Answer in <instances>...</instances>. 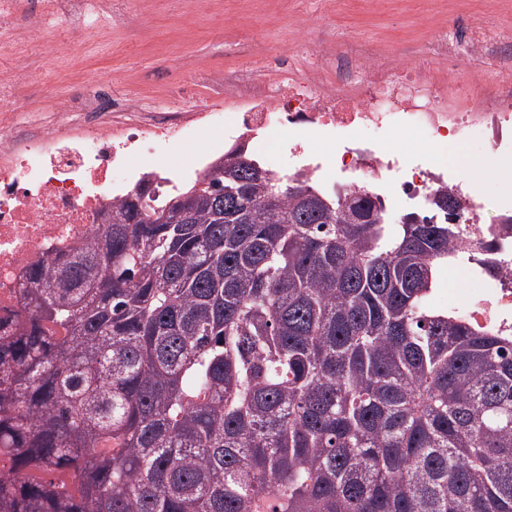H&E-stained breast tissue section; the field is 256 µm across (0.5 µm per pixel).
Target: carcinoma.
Listing matches in <instances>:
<instances>
[{"label":"carcinoma","mask_w":512,"mask_h":512,"mask_svg":"<svg viewBox=\"0 0 512 512\" xmlns=\"http://www.w3.org/2000/svg\"><path fill=\"white\" fill-rule=\"evenodd\" d=\"M461 218L242 146L113 202L0 335V512H512V338L434 299Z\"/></svg>","instance_id":"obj_1"}]
</instances>
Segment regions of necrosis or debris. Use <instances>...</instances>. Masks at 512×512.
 <instances>
[{
    "label": "necrosis or debris",
    "mask_w": 512,
    "mask_h": 512,
    "mask_svg": "<svg viewBox=\"0 0 512 512\" xmlns=\"http://www.w3.org/2000/svg\"><path fill=\"white\" fill-rule=\"evenodd\" d=\"M424 73L389 75L374 67L363 78L355 62L337 57L336 79L324 73L289 77L257 94L256 104L225 124L220 112H184L172 118L132 121L112 128V90L96 84L81 103L85 119L54 122L0 134V327L10 328L31 268L95 236L113 200L142 181L161 183L146 161L165 147L189 142L201 127L225 126L232 146L289 126L330 137V153H315L302 141L288 146V169L307 174L324 189L365 190L388 200L389 220L425 205L438 191L463 204L456 243L468 252L478 236L496 248L499 269L482 273V254H470L467 271L477 289L452 311L496 336H512V225L485 223L481 194L447 166L386 151L394 134L415 130L433 143L479 142L485 158L512 149V89H504L493 112H451L435 106ZM18 109L30 108L47 86L34 80L29 55H19L0 75V92Z\"/></svg>",
    "instance_id": "1"
}]
</instances>
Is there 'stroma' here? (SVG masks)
<instances>
[{"label":"stroma","mask_w":512,"mask_h":512,"mask_svg":"<svg viewBox=\"0 0 512 512\" xmlns=\"http://www.w3.org/2000/svg\"><path fill=\"white\" fill-rule=\"evenodd\" d=\"M462 19L481 26L487 41L512 40V0H84L78 29L51 0H39L35 18H19L17 26L43 43L35 68L55 98L12 113L11 122L55 120L57 101L97 81L111 82L113 97L128 106L113 113L118 125L200 108L243 112L250 88L281 79L268 55L303 73L326 69L336 52L423 69L437 90L447 91L449 107L481 111L512 82V56L473 57L459 44L455 61L439 58V40ZM228 82L241 91L225 92ZM386 148L459 167L486 200L485 220L494 219L498 199L512 190V152L485 161L476 145L455 150L411 131L394 135Z\"/></svg>","instance_id":"35a3bbf8"}]
</instances>
